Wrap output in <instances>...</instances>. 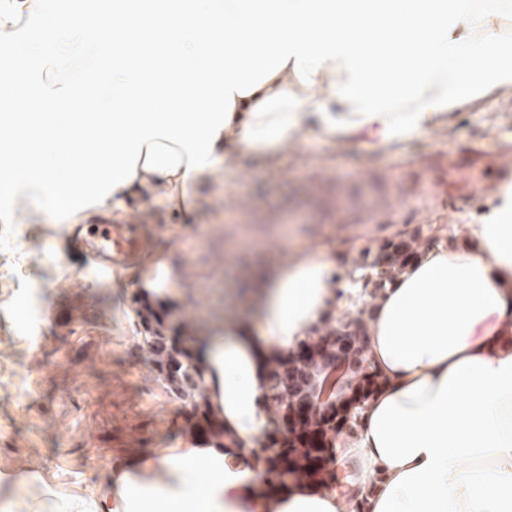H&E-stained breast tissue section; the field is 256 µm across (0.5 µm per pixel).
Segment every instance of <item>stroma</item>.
I'll list each match as a JSON object with an SVG mask.
<instances>
[{"mask_svg": "<svg viewBox=\"0 0 512 512\" xmlns=\"http://www.w3.org/2000/svg\"><path fill=\"white\" fill-rule=\"evenodd\" d=\"M507 161L511 86L399 142L364 134L337 143L314 132L268 159L231 158L180 211L164 205L160 188L129 198L118 221L147 245L106 272L64 258L70 225L14 199L11 223L0 222V473L37 481L11 512H32L48 489L95 496L132 452L183 441L182 406L136 353L133 299L159 261L181 312L214 324L242 281L235 253L264 248L288 261L325 245L344 254L421 224L448 225L464 241L498 202ZM371 208L393 223H363Z\"/></svg>", "mask_w": 512, "mask_h": 512, "instance_id": "stroma-1", "label": "stroma"}]
</instances>
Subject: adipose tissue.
I'll list each match as a JSON object with an SVG mask.
<instances>
[{
  "label": "adipose tissue",
  "instance_id": "adipose-tissue-1",
  "mask_svg": "<svg viewBox=\"0 0 512 512\" xmlns=\"http://www.w3.org/2000/svg\"><path fill=\"white\" fill-rule=\"evenodd\" d=\"M0 0V202L27 197L61 221L123 208L145 186L184 203L229 153L266 158L318 132L388 143L512 84V0ZM358 27L371 40L347 37ZM69 142L66 174L42 141ZM330 253L256 256L239 302L203 353L224 425L268 424L271 356L295 351L329 303L358 302ZM512 185L465 247L428 245L371 309L369 357L384 383L354 441L367 512H512ZM235 448L190 442L132 453L103 499L37 512H347L314 482L275 484Z\"/></svg>",
  "mask_w": 512,
  "mask_h": 512
}]
</instances>
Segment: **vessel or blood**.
Masks as SVG:
<instances>
[{"label":"vessel or blood","instance_id":"vessel-or-blood-1","mask_svg":"<svg viewBox=\"0 0 512 512\" xmlns=\"http://www.w3.org/2000/svg\"><path fill=\"white\" fill-rule=\"evenodd\" d=\"M144 247L143 241L130 235L126 225L103 223L89 225L83 234L72 237L68 250L99 265L107 258L136 255Z\"/></svg>","mask_w":512,"mask_h":512}]
</instances>
